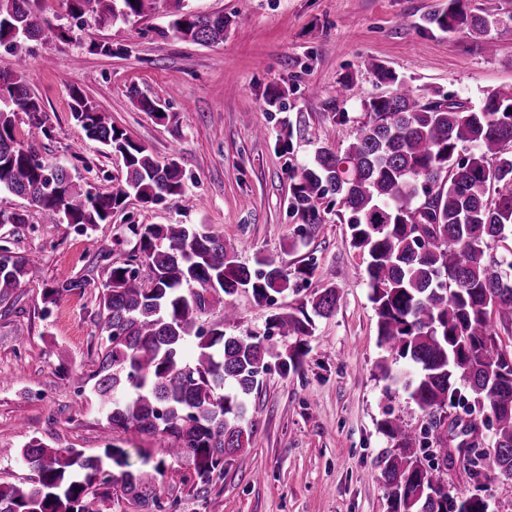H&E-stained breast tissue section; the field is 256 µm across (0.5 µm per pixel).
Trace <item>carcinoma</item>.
Returning <instances> with one entry per match:
<instances>
[{"mask_svg":"<svg viewBox=\"0 0 512 512\" xmlns=\"http://www.w3.org/2000/svg\"><path fill=\"white\" fill-rule=\"evenodd\" d=\"M66 2L72 16L105 25L133 22L159 0ZM174 2L168 23L174 36L197 44L224 40V15H198L184 9L185 0ZM458 2L432 22L450 32L485 35L489 19ZM43 22L37 0H0V47L15 58L0 83V192L27 199L46 225L75 224L84 231L110 222L132 195L146 205L177 203L183 195L178 163L159 164L79 89L70 92L72 119L86 138L121 155L125 180L100 193L64 167L37 159L35 142L46 130L40 100L25 79L28 39L22 32L30 26L41 34ZM365 111L366 121L343 154L323 149L293 176L289 204L304 235L312 237L324 223L323 200L340 197L339 220L348 224L351 245L367 256L370 301L388 353L377 367L425 417L418 432L398 417L380 423L394 441L379 461L388 512H486L483 498L451 494L437 475L441 467L424 465L418 451L436 445V454L426 457L448 460L442 453L448 410L460 408L470 416L461 434L494 450L483 466L512 478V351L503 349L493 328L495 319L512 323V246L490 253L491 243L512 233V92H494L472 109L451 101L423 103L401 89L368 101ZM19 112L29 118L25 144L15 135ZM132 232L149 286L140 283L138 264L112 268L98 303L101 356L93 392L112 430L155 440L156 451H137L140 465L163 478L185 463L193 477L181 481L206 492L224 472V458L249 443L254 423L248 399L262 382L273 345L267 336H228L222 323L206 331L198 320L218 304L225 320L235 319L227 297L247 288L268 302L288 289L290 273L272 254L253 270L239 263L235 246L208 224H134ZM35 265L33 257L0 254V304L27 288ZM84 287L79 280L60 282L47 290V302ZM339 301L331 286L299 314L270 318L278 335L295 338L285 370L296 368L305 353L314 318L332 315ZM190 340L196 355L187 361L182 351ZM400 361L410 371L393 372L391 364ZM458 378L473 400L456 387ZM478 408L487 410L489 439L471 418ZM17 457L32 477L23 485L0 483V512H89L90 498L125 500L142 512L169 508L154 479L133 467L119 445L86 456L33 438Z\"/></svg>","mask_w":512,"mask_h":512,"instance_id":"obj_1","label":"carcinoma"}]
</instances>
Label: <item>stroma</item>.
<instances>
[{
	"mask_svg": "<svg viewBox=\"0 0 512 512\" xmlns=\"http://www.w3.org/2000/svg\"><path fill=\"white\" fill-rule=\"evenodd\" d=\"M460 2L490 20L486 36L430 25L448 0H186L187 9L226 20L223 41L202 45L168 33L167 0L135 24L105 26L71 17L64 0H42L49 28L30 41L26 71L48 132L40 157L100 192L124 178L122 157L73 121L70 92L78 88L158 163L177 158L184 194L175 205L128 198L86 236L70 224L39 223L25 199L0 193V209L28 216L0 225V243L38 259L24 293L0 305V447L7 451L0 483L27 481L14 452L34 438L88 456L115 441L153 448L147 435L113 432L92 389L76 391L63 375L88 380L98 368V297L113 266L134 254L131 225L208 224L236 243L240 263L253 269L272 253L294 274L293 289L268 303L238 291V319L225 324L226 335H269L271 315L296 312L328 286L340 301L334 314L316 319L297 370L270 359L250 397V442L225 459L209 493L168 477L159 484L162 500L172 512H387L377 476L393 443L379 424L394 415L417 428L423 415L404 392L387 393L377 368L385 349L366 255L352 247L338 206L325 211L314 237L300 233L288 208L291 176L317 150L344 151L365 103L398 84L425 102L449 97L475 108L487 93L512 90V0ZM93 42L110 45L111 54L92 53ZM376 64L396 81L379 79ZM344 83L349 95L337 98ZM134 89L166 102L165 116L138 110ZM271 92L279 100L269 109ZM63 280L84 286L46 303V289ZM443 478L464 494L482 484L488 512H512V479L490 472L473 482L466 456H455Z\"/></svg>",
	"mask_w": 512,
	"mask_h": 512,
	"instance_id": "1",
	"label": "stroma"
}]
</instances>
